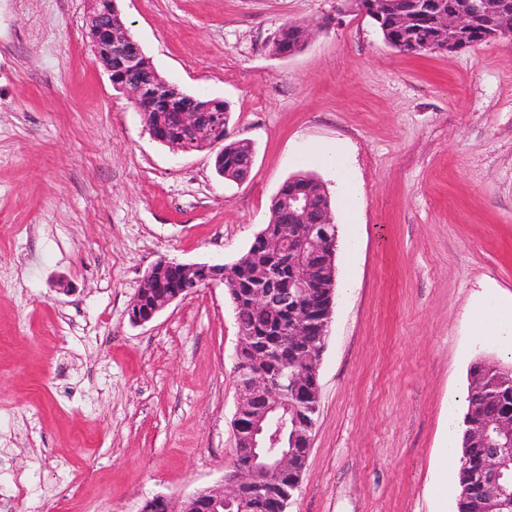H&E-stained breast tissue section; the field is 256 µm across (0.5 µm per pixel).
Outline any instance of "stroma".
I'll use <instances>...</instances> for the list:
<instances>
[{"instance_id": "35a3bbf8", "label": "stroma", "mask_w": 512, "mask_h": 512, "mask_svg": "<svg viewBox=\"0 0 512 512\" xmlns=\"http://www.w3.org/2000/svg\"><path fill=\"white\" fill-rule=\"evenodd\" d=\"M157 71L224 100L244 181L154 140L85 43V0H0V494L13 512H139L219 485L235 448L224 284L127 313L160 259L232 265L288 178L321 181L336 288L288 512H455L442 428L471 367L512 362V38L386 44L348 0H116ZM309 31L282 58L286 23ZM335 159L327 167L319 151Z\"/></svg>"}]
</instances>
